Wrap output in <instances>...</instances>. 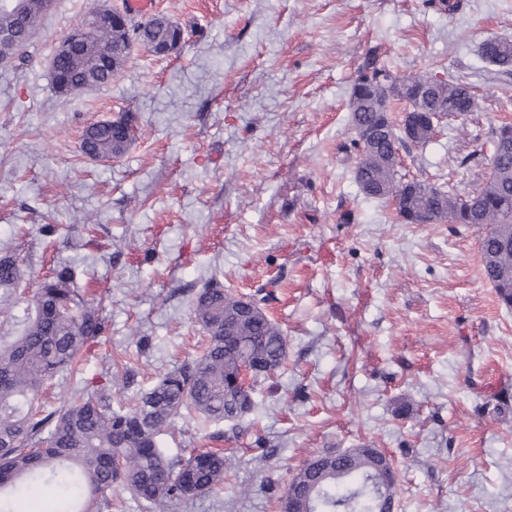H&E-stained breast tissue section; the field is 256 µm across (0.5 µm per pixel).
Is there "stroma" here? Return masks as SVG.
<instances>
[{
	"instance_id": "stroma-1",
	"label": "stroma",
	"mask_w": 512,
	"mask_h": 512,
	"mask_svg": "<svg viewBox=\"0 0 512 512\" xmlns=\"http://www.w3.org/2000/svg\"><path fill=\"white\" fill-rule=\"evenodd\" d=\"M0 65V256L33 280L69 267L105 298V328L48 408L101 373L126 407L201 355L192 300L210 280L267 287L284 368L255 390L253 424L211 425L235 465L174 512H279L312 455L368 446L392 460L396 512H512V308L480 272V232L404 224L353 177L352 80L381 46L399 76L447 71L485 109L400 149L403 171L480 187L492 133L512 124V74L479 54L512 39V0H155L178 52L134 46L108 84L64 95L59 43L98 0H55ZM134 116L109 161L88 126Z\"/></svg>"
}]
</instances>
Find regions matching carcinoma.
Listing matches in <instances>:
<instances>
[{"label": "carcinoma", "instance_id": "carcinoma-1", "mask_svg": "<svg viewBox=\"0 0 512 512\" xmlns=\"http://www.w3.org/2000/svg\"><path fill=\"white\" fill-rule=\"evenodd\" d=\"M0 29L18 35L25 49L37 34L35 22L0 8ZM142 45L183 40L164 17L140 27ZM130 51L126 28L107 27L83 42L57 49L53 77L62 94H76L108 84ZM481 56L512 71V41L489 38ZM404 111H434L443 118L464 116L480 108L472 88L453 76L425 69L396 76L375 48L365 53L350 87L349 112L354 131L373 138H354V180L367 199L396 201L398 220L412 224L425 216L432 224H463L483 230L482 271L499 299L512 306V126L494 132L492 174L470 202L453 189L400 173L396 142L403 137L393 120L394 102ZM128 119L92 125L91 144L104 155H122L134 138ZM30 272L23 261L0 258V303L14 313L0 319V492L27 503L40 493L38 484L55 481L57 491L46 512H112V485H123L152 512H172L180 501L213 493L224 485L233 466L222 448L172 454L159 442L168 425L185 410L203 428L224 420L242 427L253 412V386L245 387V370L253 381L280 370L287 360V341L280 328L252 299L254 311L213 279L192 302L194 320L206 335L202 355L161 375L149 389L133 396L126 410L112 409L109 379L85 383L72 400L52 411L39 402L41 393L60 373L72 369L78 354L104 330V299L75 286L66 268L45 278L27 296ZM376 448L322 453L306 460L279 497L281 512H391L396 481Z\"/></svg>", "mask_w": 512, "mask_h": 512}]
</instances>
